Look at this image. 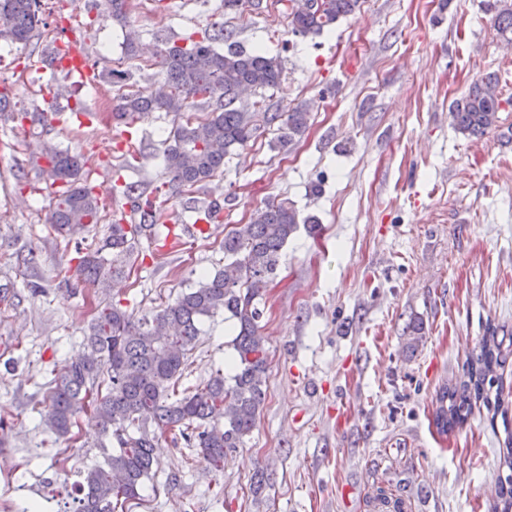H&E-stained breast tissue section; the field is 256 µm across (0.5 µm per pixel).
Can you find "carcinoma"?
<instances>
[{"mask_svg":"<svg viewBox=\"0 0 512 512\" xmlns=\"http://www.w3.org/2000/svg\"><path fill=\"white\" fill-rule=\"evenodd\" d=\"M359 0H317L309 11L288 9V27L295 35H319L324 28L353 14ZM102 15L121 19L128 0H100ZM493 23L499 34L512 42V0H496ZM47 26L41 0H0V41L10 45L31 43ZM222 29L194 32L179 44L159 35L158 64L164 94L144 97L127 93L112 108V117L126 120L144 112L182 115L199 105L210 113L194 121L186 118L175 126L161 153L169 191L183 194L224 169L232 149L245 146L266 126L279 124L278 143L285 145L302 135L310 113L260 112L259 102L243 103L241 88L256 93L277 86L284 74V61L261 50L248 52L230 41ZM227 43L226 50L218 43ZM498 79L485 77L471 86L452 112L455 128L463 134H482L496 122L502 100L496 92ZM37 159L39 174L60 188L50 223L64 239L85 243L79 258L80 279L71 285L105 288L131 263L135 241L158 223L152 201L143 199L137 186H125L123 196L137 206L151 208L139 224L115 219L102 245L88 242L86 234L101 223L105 207L82 185L85 166L81 155L47 142ZM184 209L211 223L220 205L208 211L195 200H185ZM294 204L286 198L269 201L256 210L250 223L224 237V265L208 273L195 286L181 291L149 317L139 321L116 304L97 310L85 336L84 351L66 362L49 394L42 414L45 430L54 441L68 442L80 412L89 414L101 434L102 459L79 472L73 484L72 512H118L140 499L145 481L152 478L157 462L153 448L166 432L177 431L187 445L198 449L214 469H224L228 453L241 447L256 426L266 399L267 353L261 336L260 301L280 266L282 250L300 223ZM110 251L111 257L103 255ZM219 313L238 324L232 340L238 371L230 378L218 372L190 390L178 392L188 355L196 347L204 319ZM508 350L491 328L472 354L468 381L445 387L437 398L433 422L441 434L462 425L480 400L497 411L507 412L501 392L490 396L497 369L506 363ZM107 391L100 390V378ZM501 512H512V474L500 479Z\"/></svg>","mask_w":512,"mask_h":512,"instance_id":"carcinoma-1","label":"carcinoma"}]
</instances>
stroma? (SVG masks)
Listing matches in <instances>:
<instances>
[{"label":"stroma","instance_id":"obj_1","mask_svg":"<svg viewBox=\"0 0 512 512\" xmlns=\"http://www.w3.org/2000/svg\"><path fill=\"white\" fill-rule=\"evenodd\" d=\"M263 11L228 14L224 0H130L119 24L94 0H42L48 25L31 48L0 42V92L20 111L40 109L48 125L18 134L0 119V417L16 437L0 446V512H64L79 471L101 457L89 415L75 439L57 442L41 415L65 363L83 348L93 304L153 310L224 263V237L273 198H288L316 228L299 225L263 301L268 353L266 401L243 448L223 472L165 435L159 466L132 512H494L506 417L485 407L438 433L436 395L463 380L487 324L512 331V44L493 25L495 0H361L355 14L317 37L293 35L277 0ZM224 27L246 49L281 55L279 85L259 93L269 112L305 108L306 132L278 146L277 127L226 159L195 188L219 202L218 221L163 265L139 239L128 276L91 302L62 283L77 265L74 246L48 222L55 197L30 160L43 139L83 154L88 182L113 205L117 181L145 194L165 182L160 150L179 118L149 112L124 128L86 87L36 71L34 52L76 37L87 63L103 45L129 71L128 91L148 95L161 80L145 73L156 35L178 41ZM136 58L124 53L127 36ZM499 78L503 109L484 135L458 133L451 105L488 75ZM62 95L44 99L47 80ZM94 114L81 135L70 115ZM424 339L406 348L410 322ZM232 321L215 316L180 382L190 387L226 370ZM268 484L250 486L256 471Z\"/></svg>","mask_w":512,"mask_h":512}]
</instances>
